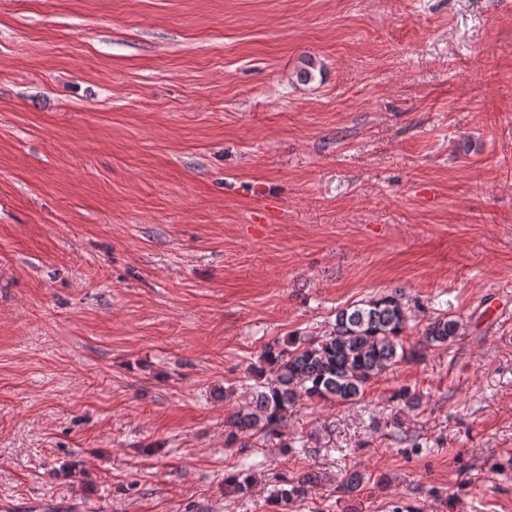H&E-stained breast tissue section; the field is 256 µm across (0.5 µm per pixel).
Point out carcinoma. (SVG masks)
Instances as JSON below:
<instances>
[{
	"label": "carcinoma",
	"mask_w": 512,
	"mask_h": 512,
	"mask_svg": "<svg viewBox=\"0 0 512 512\" xmlns=\"http://www.w3.org/2000/svg\"><path fill=\"white\" fill-rule=\"evenodd\" d=\"M409 328V306L398 290L336 313L332 331L291 348L270 345L263 354L269 366L266 382L253 388L228 422L227 441L251 432L261 438L281 434L289 408L301 401L354 402L368 382L404 360L421 362L433 347L448 346L462 335L463 323L448 315L427 322L418 339L403 345ZM311 477L280 488V500L300 498Z\"/></svg>",
	"instance_id": "cac0c4a2"
}]
</instances>
